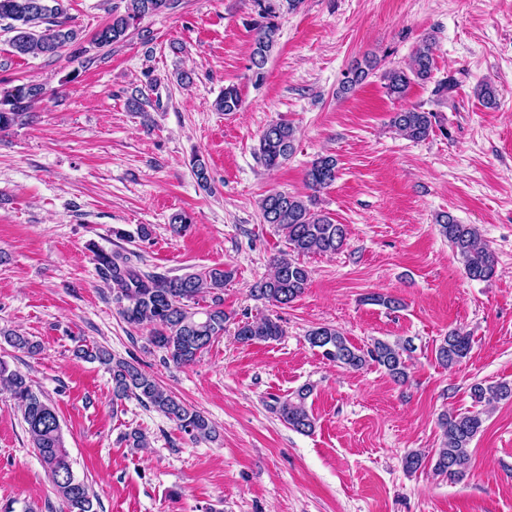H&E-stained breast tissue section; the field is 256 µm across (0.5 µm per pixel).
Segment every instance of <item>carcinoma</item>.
Returning <instances> with one entry per match:
<instances>
[{"label": "carcinoma", "mask_w": 512, "mask_h": 512, "mask_svg": "<svg viewBox=\"0 0 512 512\" xmlns=\"http://www.w3.org/2000/svg\"><path fill=\"white\" fill-rule=\"evenodd\" d=\"M124 11H111L110 21L95 35L100 47L119 42L128 36L131 28L150 15L166 11L174 0H125ZM259 20L254 27L250 70L260 81L271 55L279 45L280 25L276 21L275 5L271 0H251ZM65 13L63 0H0V21L8 20V28L15 32L12 46L20 55H55L63 48L75 44L78 33L60 20ZM434 39L422 38L407 68H394L383 73L387 93L402 97L411 81L426 82L434 69ZM377 62L365 61L344 75L341 91L348 93L361 84ZM45 88L39 83H29L0 93V131H5L22 120V110L43 97ZM216 107L226 114L242 107L239 90L234 86L224 88V96ZM438 113L420 108H407L393 113L390 124L401 136L421 141L440 126ZM296 134L291 123L279 120L270 124L260 139V152L269 168H276L295 151ZM338 167L332 155H322L311 162L305 181L312 195L304 198L285 192H271L260 201L263 223L273 225L285 238L288 250L273 258V273L253 285L254 296L269 304L286 306L299 298L309 285L310 270L301 261L309 254H334L344 245L347 236L345 225L336 223L327 214L314 209L315 194L331 186L337 178ZM442 235L463 265L471 280L487 281L496 273L497 258L489 246L482 242L479 229L474 224H460L451 215L439 219ZM100 277L112 283L116 290L115 301L120 314L130 325L148 323L154 332L150 343L164 352V360L176 366L194 363L218 337L224 335L227 315L218 293L232 276V270L209 267L174 278L142 275L130 265L128 256L113 252L97 254ZM212 295V304L199 307L204 294ZM283 335L277 320L265 316L238 325L236 336L242 343L276 340ZM0 336L14 348L35 355L40 346L27 336L12 330L0 329ZM306 340L310 347L321 351L322 356L341 367L359 370L374 363L396 382L407 379V358L412 352L410 343L391 344L376 340L364 349L353 345L338 330L318 326L308 331ZM472 348L470 336L451 330L436 347L435 357L446 368L460 364ZM79 354L97 360L112 371V401L135 397L174 422L193 439H212L215 429L200 411L186 406L168 394L156 380L135 363L117 359L102 347L83 346ZM0 385L9 392L22 414L25 430L32 448L53 483L58 496L69 512H94L93 501L97 494L85 481L74 474L72 461L64 446L62 429L56 411L32 388V384L18 370L10 369L0 360ZM313 386L305 384L291 396L276 400V412L289 427L300 433H310L315 419L307 408V399ZM475 403L491 405L512 400V384L499 382L471 388ZM484 411L450 412L442 415L439 447L430 460L433 473L449 481H460L466 476L470 460V444L482 431Z\"/></svg>", "instance_id": "cac0c4a2"}]
</instances>
